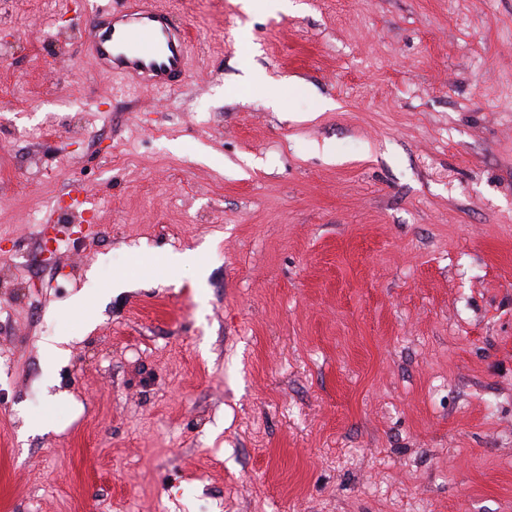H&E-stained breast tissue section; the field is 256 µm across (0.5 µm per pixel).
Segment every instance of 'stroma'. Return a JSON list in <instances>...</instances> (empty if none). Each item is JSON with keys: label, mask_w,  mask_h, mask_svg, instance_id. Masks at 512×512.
<instances>
[{"label": "stroma", "mask_w": 512, "mask_h": 512, "mask_svg": "<svg viewBox=\"0 0 512 512\" xmlns=\"http://www.w3.org/2000/svg\"><path fill=\"white\" fill-rule=\"evenodd\" d=\"M294 2L166 90L0 9V512H512V0Z\"/></svg>", "instance_id": "1"}]
</instances>
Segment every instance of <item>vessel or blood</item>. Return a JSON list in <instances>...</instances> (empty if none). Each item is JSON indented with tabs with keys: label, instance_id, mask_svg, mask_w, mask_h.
Masks as SVG:
<instances>
[{
	"label": "vessel or blood",
	"instance_id": "1",
	"mask_svg": "<svg viewBox=\"0 0 512 512\" xmlns=\"http://www.w3.org/2000/svg\"><path fill=\"white\" fill-rule=\"evenodd\" d=\"M81 46L100 70L123 75L133 85L171 88L188 72V43L176 12L161 0H125L81 27Z\"/></svg>",
	"mask_w": 512,
	"mask_h": 512
}]
</instances>
